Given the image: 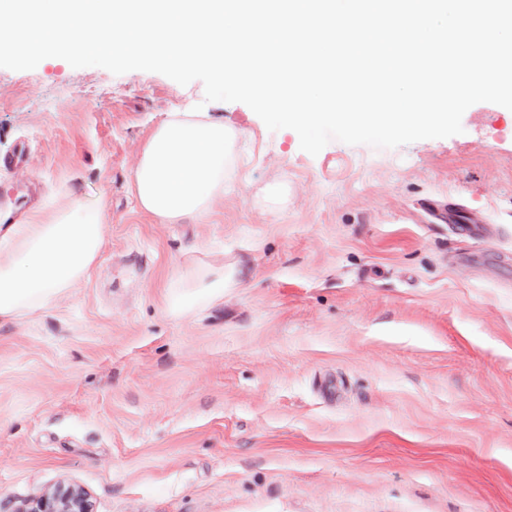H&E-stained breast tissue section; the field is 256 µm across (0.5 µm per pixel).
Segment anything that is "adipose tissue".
Returning <instances> with one entry per match:
<instances>
[{
  "label": "adipose tissue",
  "instance_id": "ef3b65f1",
  "mask_svg": "<svg viewBox=\"0 0 512 512\" xmlns=\"http://www.w3.org/2000/svg\"><path fill=\"white\" fill-rule=\"evenodd\" d=\"M239 134L203 112H174L147 138L130 186L139 208L162 224L206 216L224 194ZM107 224L100 206L77 199L0 225V317L51 306L96 267ZM234 267L217 261L180 269L167 307L186 316L235 287Z\"/></svg>",
  "mask_w": 512,
  "mask_h": 512
}]
</instances>
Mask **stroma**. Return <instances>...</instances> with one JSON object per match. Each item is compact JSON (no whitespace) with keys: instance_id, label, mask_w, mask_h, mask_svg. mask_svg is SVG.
Returning a JSON list of instances; mask_svg holds the SVG:
<instances>
[{"instance_id":"35a3bbf8","label":"stroma","mask_w":512,"mask_h":512,"mask_svg":"<svg viewBox=\"0 0 512 512\" xmlns=\"http://www.w3.org/2000/svg\"><path fill=\"white\" fill-rule=\"evenodd\" d=\"M238 130L209 215L161 224L130 178L196 105ZM462 134L318 155L240 102L156 72L0 68L7 197L102 201L99 262L48 309L0 318V512L65 481L94 512H512V111ZM288 187L284 209L257 194ZM460 205L497 233L456 234ZM224 258L237 285L185 317L166 286Z\"/></svg>"}]
</instances>
